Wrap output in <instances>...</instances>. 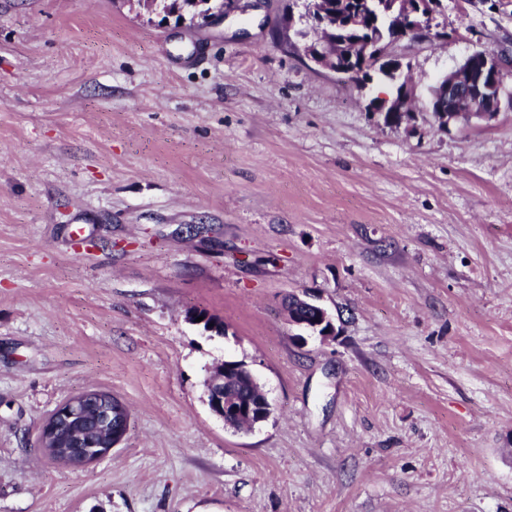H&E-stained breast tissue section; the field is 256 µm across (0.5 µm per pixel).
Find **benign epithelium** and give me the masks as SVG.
<instances>
[{
	"label": "benign epithelium",
	"mask_w": 512,
	"mask_h": 512,
	"mask_svg": "<svg viewBox=\"0 0 512 512\" xmlns=\"http://www.w3.org/2000/svg\"><path fill=\"white\" fill-rule=\"evenodd\" d=\"M209 0H179L175 13L183 14L184 7L196 10L195 16L210 21L224 20V14L212 13L207 9ZM383 10H374L376 17L385 16L394 21L398 31L388 46L381 47L368 37L351 39L326 37L331 28L355 31L362 27L361 18L341 14L330 0H308L307 15L316 23L318 37L303 46V53L317 66L335 74L341 80L363 82L366 63L369 59L383 66L391 80L399 82L396 95L390 99H376L372 102L375 112H398L407 121L413 109V100L408 76L403 74L402 64L393 55L392 48L403 40L411 39L421 27L432 23L434 7H424L422 0H399L397 11L381 4ZM501 55L494 53L483 64L473 60L444 75L423 102V112H455L467 115L477 112L490 117L501 110L503 100L512 102V90H507L499 78L502 71ZM289 324L296 326L310 336L322 339L336 336V325L328 310L306 298L293 295L285 304ZM245 369V366L226 361L216 366L206 378L208 405L210 410L224 421V426L238 430V422L246 421L252 428L267 421L272 407L266 396L257 401L241 402L224 397V374ZM129 427L126 407L112 395L96 390L85 391L59 405L43 425L39 435V447L48 455L70 467L85 466L105 455L120 443Z\"/></svg>",
	"instance_id": "1"
}]
</instances>
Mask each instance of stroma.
<instances>
[{
  "instance_id": "35a3bbf8",
  "label": "stroma",
  "mask_w": 512,
  "mask_h": 512,
  "mask_svg": "<svg viewBox=\"0 0 512 512\" xmlns=\"http://www.w3.org/2000/svg\"><path fill=\"white\" fill-rule=\"evenodd\" d=\"M304 12L0 0V512H512V108L386 125L395 82L276 38ZM432 30L397 48L422 100L512 50L480 0ZM227 360L273 408L247 432L207 403ZM87 390L129 429L72 468L38 436ZM285 311L289 324L299 327L310 336H319L322 339L336 336L333 316L326 308L311 302L306 296H290L285 304Z\"/></svg>"
}]
</instances>
